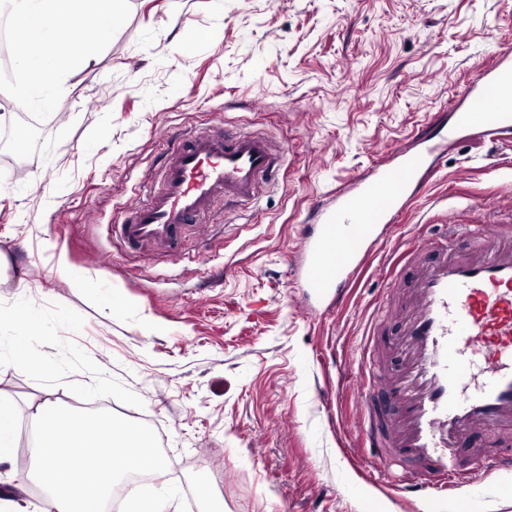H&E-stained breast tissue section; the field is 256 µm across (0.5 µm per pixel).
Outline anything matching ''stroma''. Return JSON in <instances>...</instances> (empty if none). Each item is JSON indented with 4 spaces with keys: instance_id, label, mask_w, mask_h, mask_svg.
Returning a JSON list of instances; mask_svg holds the SVG:
<instances>
[{
    "instance_id": "stroma-1",
    "label": "stroma",
    "mask_w": 512,
    "mask_h": 512,
    "mask_svg": "<svg viewBox=\"0 0 512 512\" xmlns=\"http://www.w3.org/2000/svg\"><path fill=\"white\" fill-rule=\"evenodd\" d=\"M96 64L74 72L25 146L0 155V399L20 411L0 499L41 512L28 415L46 401H102L157 433L170 512L206 482L223 512H512V472L484 468L448 501L376 483L360 423L377 397L360 369L387 288L416 241L486 213L512 225V143H450L353 288L309 301L291 259L315 207L392 152L444 132L482 66L512 54V0H130ZM206 31L186 39L184 26ZM260 131L283 161L257 206L218 200L160 252L118 226L177 139ZM80 277L71 283L69 273ZM42 372L10 360L14 345Z\"/></svg>"
}]
</instances>
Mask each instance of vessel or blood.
<instances>
[{"instance_id":"b4317fda","label":"vessel or blood","mask_w":512,"mask_h":512,"mask_svg":"<svg viewBox=\"0 0 512 512\" xmlns=\"http://www.w3.org/2000/svg\"><path fill=\"white\" fill-rule=\"evenodd\" d=\"M477 130L492 142L512 141V58L495 57L452 112L446 137L422 138L337 190L319 206L317 230H304L295 276L316 301L343 304L379 239L432 171L446 142ZM270 141L257 133L185 137L166 158L162 188L120 225L132 246L171 248L183 228L211 212L216 200L256 203L278 165ZM461 251L425 259L418 247L409 287H391L385 305L398 336L378 339L374 320L368 375L384 401L367 407L369 454L381 472L406 464V492L434 496L472 480L484 465L512 471V448L487 452L471 435L512 436V237L493 221L452 224ZM400 368H393L394 358Z\"/></svg>"}]
</instances>
